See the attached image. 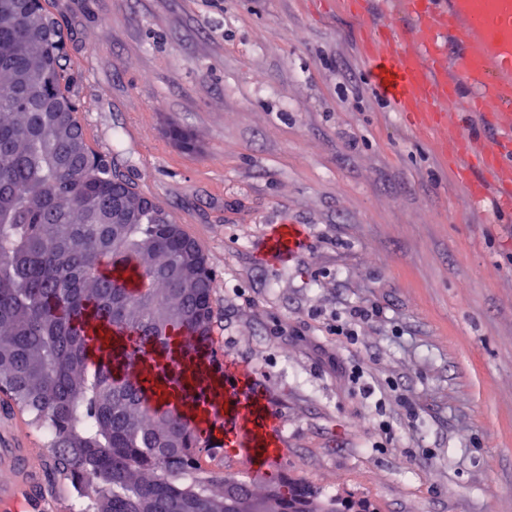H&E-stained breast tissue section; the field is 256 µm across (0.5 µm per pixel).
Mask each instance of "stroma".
<instances>
[{
  "instance_id": "obj_1",
  "label": "stroma",
  "mask_w": 512,
  "mask_h": 512,
  "mask_svg": "<svg viewBox=\"0 0 512 512\" xmlns=\"http://www.w3.org/2000/svg\"><path fill=\"white\" fill-rule=\"evenodd\" d=\"M399 2L364 21L335 0L46 5L93 151L202 248L210 340L286 441L264 471L207 451L203 467L299 477L378 512H512V214L469 201L438 140L371 82L362 44L407 23ZM280 221L304 231L286 264L261 257ZM361 302L383 309L367 353L333 329ZM36 493L45 512L76 502L47 470Z\"/></svg>"
}]
</instances>
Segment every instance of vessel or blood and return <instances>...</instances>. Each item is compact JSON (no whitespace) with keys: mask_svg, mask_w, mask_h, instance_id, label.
<instances>
[{"mask_svg":"<svg viewBox=\"0 0 512 512\" xmlns=\"http://www.w3.org/2000/svg\"><path fill=\"white\" fill-rule=\"evenodd\" d=\"M405 11L410 25L376 29L364 43L376 88L424 136L451 137L445 157L472 199L492 184L500 211H512V0H406ZM451 102L491 117L507 138L481 144L449 136ZM302 237L298 225H277L267 252L290 261ZM81 327L90 363H107L147 407L178 417L205 445L255 468L282 453L278 420L248 372L220 363L182 326L156 338L101 321L91 305ZM40 457V449L0 442V512H39L32 490Z\"/></svg>","mask_w":512,"mask_h":512,"instance_id":"vessel-or-blood-1","label":"vessel or blood"}]
</instances>
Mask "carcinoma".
<instances>
[{"label":"carcinoma","instance_id":"cac0c4a2","mask_svg":"<svg viewBox=\"0 0 512 512\" xmlns=\"http://www.w3.org/2000/svg\"><path fill=\"white\" fill-rule=\"evenodd\" d=\"M63 39L41 0L19 16L0 0V390L48 432L47 463L79 481L80 512H289L278 484L192 476L189 428L85 360L76 324L90 303L115 324L209 340L215 277L171 215L92 153ZM106 259L134 264L142 291L105 278Z\"/></svg>","mask_w":512,"mask_h":512}]
</instances>
